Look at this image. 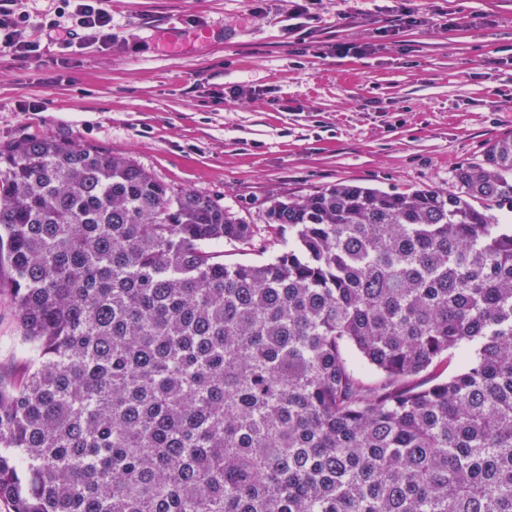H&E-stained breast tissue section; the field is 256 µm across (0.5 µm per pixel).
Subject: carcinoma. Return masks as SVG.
I'll return each mask as SVG.
<instances>
[{
	"instance_id": "1",
	"label": "carcinoma",
	"mask_w": 512,
	"mask_h": 512,
	"mask_svg": "<svg viewBox=\"0 0 512 512\" xmlns=\"http://www.w3.org/2000/svg\"><path fill=\"white\" fill-rule=\"evenodd\" d=\"M494 209L512 213L511 137L449 190L279 200L281 249L226 264L213 247L256 231L212 198L100 147L1 144L0 292L29 371L0 385V500L512 512V225Z\"/></svg>"
}]
</instances>
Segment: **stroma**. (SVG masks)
<instances>
[{
	"label": "stroma",
	"mask_w": 512,
	"mask_h": 512,
	"mask_svg": "<svg viewBox=\"0 0 512 512\" xmlns=\"http://www.w3.org/2000/svg\"><path fill=\"white\" fill-rule=\"evenodd\" d=\"M60 0H0L29 15L40 56L0 52V144L72 140L126 157L174 191L254 225L228 263L270 253L278 199L337 183L447 189L512 136V0H105L111 45L66 48L43 27ZM210 30L209 41L196 40ZM355 44L342 54L336 47ZM14 301L0 294V385L22 383Z\"/></svg>",
	"instance_id": "obj_1"
}]
</instances>
